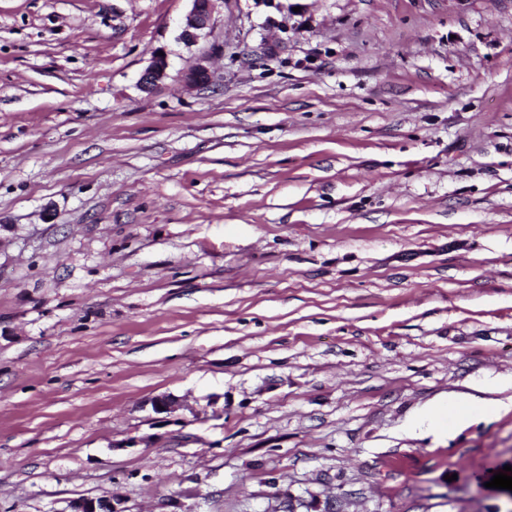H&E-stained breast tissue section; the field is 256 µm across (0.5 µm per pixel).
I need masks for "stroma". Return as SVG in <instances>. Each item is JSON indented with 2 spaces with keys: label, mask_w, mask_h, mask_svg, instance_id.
Segmentation results:
<instances>
[{
  "label": "stroma",
  "mask_w": 512,
  "mask_h": 512,
  "mask_svg": "<svg viewBox=\"0 0 512 512\" xmlns=\"http://www.w3.org/2000/svg\"><path fill=\"white\" fill-rule=\"evenodd\" d=\"M190 8L0 0V512H512V0ZM216 0H191L192 7L185 17L181 39L194 43L201 33L210 26L212 11ZM158 52L153 54L149 65L140 77V86L145 92L154 91L167 76L169 66L167 54L162 51L164 56H161ZM117 505L113 499L87 497L74 501L69 512H123Z\"/></svg>",
  "instance_id": "obj_1"
}]
</instances>
